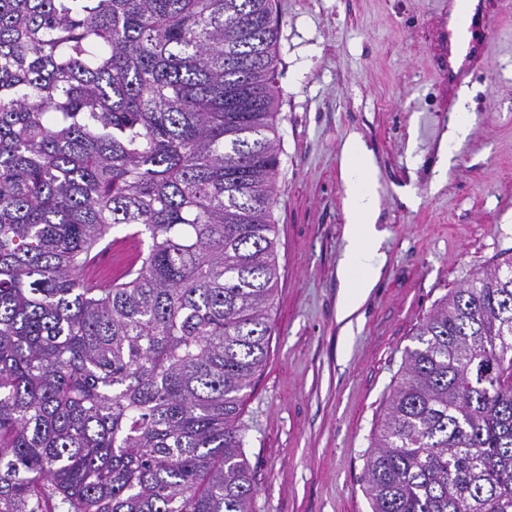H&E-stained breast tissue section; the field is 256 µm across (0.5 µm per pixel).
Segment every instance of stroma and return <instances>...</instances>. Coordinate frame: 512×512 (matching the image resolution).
<instances>
[{"instance_id": "stroma-1", "label": "stroma", "mask_w": 512, "mask_h": 512, "mask_svg": "<svg viewBox=\"0 0 512 512\" xmlns=\"http://www.w3.org/2000/svg\"><path fill=\"white\" fill-rule=\"evenodd\" d=\"M281 136L267 359L240 422L257 512H370L371 441L435 303L512 258V0H486L488 63L457 86L440 0H272ZM473 117L451 157L453 115ZM378 172L380 277L339 315L342 148Z\"/></svg>"}]
</instances>
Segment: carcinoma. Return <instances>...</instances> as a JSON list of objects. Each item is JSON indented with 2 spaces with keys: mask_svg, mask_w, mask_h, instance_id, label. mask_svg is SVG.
Listing matches in <instances>:
<instances>
[{
  "mask_svg": "<svg viewBox=\"0 0 512 512\" xmlns=\"http://www.w3.org/2000/svg\"><path fill=\"white\" fill-rule=\"evenodd\" d=\"M279 29L271 0H0V512H256ZM120 225L146 248L86 287ZM412 340L372 512H512V259ZM112 257V252L110 250H104L98 256L95 257L94 262L98 267H91L87 269V271H93L90 274L85 273V282L93 288H102L107 289L112 286V269L108 272H103L101 268H106L112 264L111 262L105 266L101 267L103 260Z\"/></svg>",
  "mask_w": 512,
  "mask_h": 512,
  "instance_id": "cac0c4a2",
  "label": "carcinoma"
}]
</instances>
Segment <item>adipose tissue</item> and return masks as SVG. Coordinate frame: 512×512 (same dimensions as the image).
I'll use <instances>...</instances> for the list:
<instances>
[{"label":"adipose tissue","mask_w":512,"mask_h":512,"mask_svg":"<svg viewBox=\"0 0 512 512\" xmlns=\"http://www.w3.org/2000/svg\"><path fill=\"white\" fill-rule=\"evenodd\" d=\"M343 179L346 186L347 246L339 272L350 283L342 305V315L353 313L374 288L380 272L379 237L375 228L379 208L377 171L364 143L356 137L343 145Z\"/></svg>","instance_id":"ef3b65f1"}]
</instances>
